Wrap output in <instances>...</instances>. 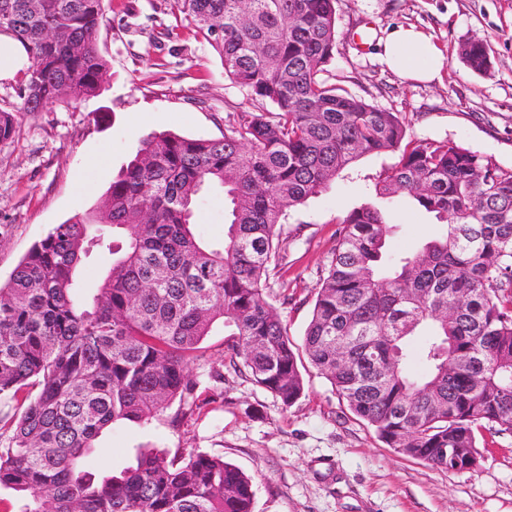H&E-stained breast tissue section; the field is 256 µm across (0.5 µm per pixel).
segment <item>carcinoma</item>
<instances>
[{"label":"carcinoma","instance_id":"1","mask_svg":"<svg viewBox=\"0 0 512 512\" xmlns=\"http://www.w3.org/2000/svg\"><path fill=\"white\" fill-rule=\"evenodd\" d=\"M104 2L0 0V35L28 56L17 103L0 109V142L22 112L101 94ZM237 2L175 0L257 111L237 113L218 139L149 134L102 204L55 225L0 286V399L16 402L0 489L25 498L22 512H253L252 478L221 455L142 448L101 474L99 440L176 401L177 418L199 409L191 365L218 322L225 367L296 403L297 347L270 302L275 229L370 153L400 152L376 196L408 195L443 231L388 263L383 210L347 211L304 352L403 456L463 472L481 457L479 431L512 433V169L446 141L407 142L400 113L329 82L334 0H251L246 23ZM460 55L477 73L491 67L481 41ZM216 185L228 210L218 246L193 221ZM97 249L114 259L87 295L81 268Z\"/></svg>","mask_w":512,"mask_h":512}]
</instances>
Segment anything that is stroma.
<instances>
[{
    "label": "stroma",
    "instance_id": "1",
    "mask_svg": "<svg viewBox=\"0 0 512 512\" xmlns=\"http://www.w3.org/2000/svg\"><path fill=\"white\" fill-rule=\"evenodd\" d=\"M335 10L331 82L402 113L410 139L446 141L512 168V0H336ZM398 27L431 35L445 57L439 78L414 82L386 66L380 42ZM472 40L487 45L489 71L474 72L460 59V46ZM98 45L110 63L100 96L20 115L15 138L0 142L1 283L54 225L98 206L148 134L215 139L228 113L253 109L173 0H105ZM398 160L395 152L362 156L277 225L282 272L270 281L288 294L277 310L294 341L311 319L337 218L375 201L378 176ZM386 208L395 225L387 258L435 231L408 196ZM226 213L223 190H205L197 233L223 241ZM299 367L305 392L291 407L228 371L222 400L199 413L176 424L166 413L104 434L99 469L120 471L141 448H193L252 476L254 512H512V434L494 435L472 470L436 469L387 447L308 361Z\"/></svg>",
    "mask_w": 512,
    "mask_h": 512
}]
</instances>
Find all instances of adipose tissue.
Masks as SVG:
<instances>
[{
  "label": "adipose tissue",
  "mask_w": 512,
  "mask_h": 512,
  "mask_svg": "<svg viewBox=\"0 0 512 512\" xmlns=\"http://www.w3.org/2000/svg\"><path fill=\"white\" fill-rule=\"evenodd\" d=\"M383 51L388 66L409 80H433L444 64V57L430 36L412 28L391 31L383 43Z\"/></svg>",
  "instance_id": "1"
}]
</instances>
